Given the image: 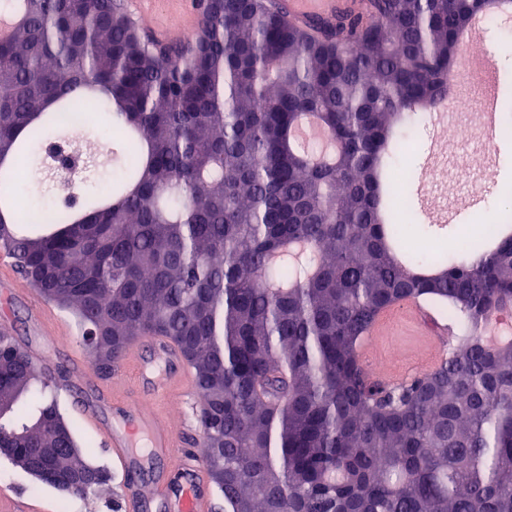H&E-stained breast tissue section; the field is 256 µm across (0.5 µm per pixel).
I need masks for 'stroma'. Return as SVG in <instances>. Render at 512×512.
Instances as JSON below:
<instances>
[{
    "label": "stroma",
    "mask_w": 512,
    "mask_h": 512,
    "mask_svg": "<svg viewBox=\"0 0 512 512\" xmlns=\"http://www.w3.org/2000/svg\"><path fill=\"white\" fill-rule=\"evenodd\" d=\"M489 47L494 49L499 69L512 84V24L487 26L485 37L467 45L462 53L480 56ZM506 150L512 151V140L486 143L477 124L472 125L465 141L452 134H436L430 115L418 120L408 132L401 142L397 169L405 178L406 201L417 218L416 223L408 225L407 232L423 244L425 252H435L437 238L453 237L456 225L469 223L475 217L487 222L496 219L502 206L498 188L512 181V169L504 167L502 153ZM40 301V295L18 272L14 261L0 254V312L6 315L0 332L13 336L25 352L42 349L52 356V374L59 383L55 395L62 416L78 446L87 449L89 460L111 470L113 476L94 494L71 497L37 481L8 458L0 457V493L36 500L43 512H125L122 489L126 477L113 472L111 451L67 401L64 387H79L84 399L100 401L101 413L108 418L112 408L103 404L104 392L114 388L127 395L133 385L125 377L124 365H117L112 376H102L91 365L89 356L80 355L81 331L69 311L53 307L55 328L40 329L32 312L34 304ZM391 336V343L378 357L385 364L411 366L430 349L427 338L405 319L393 323ZM198 404L199 394L192 385L162 404L166 418L182 437L184 448L195 452L202 449Z\"/></svg>",
    "instance_id": "obj_1"
}]
</instances>
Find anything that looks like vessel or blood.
<instances>
[{
	"label": "vessel or blood",
	"instance_id": "obj_1",
	"mask_svg": "<svg viewBox=\"0 0 512 512\" xmlns=\"http://www.w3.org/2000/svg\"><path fill=\"white\" fill-rule=\"evenodd\" d=\"M185 0H136L134 11L148 30L165 33L164 11L184 6ZM286 12L300 20L309 18L335 20L340 15L360 11L362 0H284ZM403 314L412 316L428 335L442 333L441 324L419 300L410 299L382 310L368 332L369 341L377 337ZM149 351L132 347L126 360L134 371V397H113L112 420L103 422L97 404L77 400L76 405L92 428L112 451L114 466L149 474L157 462H167L179 477L178 482L164 484L145 481L125 490L126 512H142L147 501L158 498L165 512H209L211 499L204 493L205 469L198 457L181 449L176 430L151 409L171 395L174 385H188L189 366L172 341L154 337Z\"/></svg>",
	"mask_w": 512,
	"mask_h": 512
}]
</instances>
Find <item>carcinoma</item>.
Wrapping results in <instances>:
<instances>
[{
	"label": "carcinoma",
	"instance_id": "cac0c4a2",
	"mask_svg": "<svg viewBox=\"0 0 512 512\" xmlns=\"http://www.w3.org/2000/svg\"><path fill=\"white\" fill-rule=\"evenodd\" d=\"M0 43V179L56 191L49 126L98 105L124 163L76 206L12 209L0 252L80 315L114 366L135 341L173 340L193 372L205 467L224 512H512V238L456 234V259L405 262L378 171L399 132L439 107L486 0H365L334 26L265 0H201L190 38L159 45L115 0H24ZM499 111L512 135V92ZM448 306L456 336L433 372L388 384L359 347L384 308ZM0 441L58 448L37 368L0 332Z\"/></svg>",
	"mask_w": 512,
	"mask_h": 512
}]
</instances>
